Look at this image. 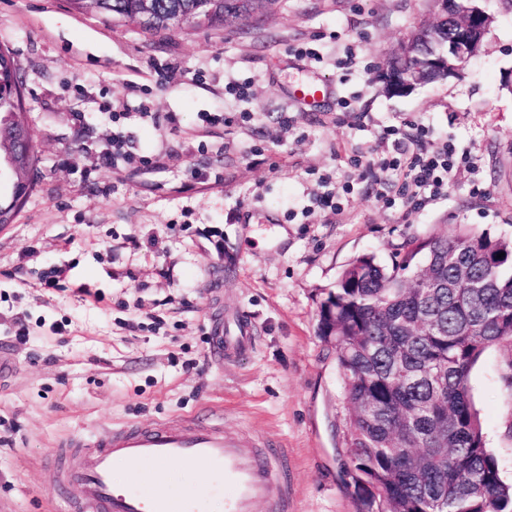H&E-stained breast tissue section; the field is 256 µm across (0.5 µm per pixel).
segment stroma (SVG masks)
Here are the masks:
<instances>
[{
	"label": "stroma",
	"instance_id": "1",
	"mask_svg": "<svg viewBox=\"0 0 512 512\" xmlns=\"http://www.w3.org/2000/svg\"><path fill=\"white\" fill-rule=\"evenodd\" d=\"M478 5L494 22L460 73L391 96L379 71L432 0H280L233 33L161 37L66 0H0L38 155L0 227V512H74L44 465L61 442L186 417L287 449L291 512H359L344 379L316 333L325 292L353 258L391 263L413 237L512 238V0ZM244 81L247 100L231 90ZM311 81L310 106L295 90ZM116 112L136 160L90 171ZM409 121L475 160L419 209L395 188L377 198L349 161L383 155L384 130ZM195 169L207 181L180 192ZM324 175L341 212L314 202ZM241 311L252 349L214 359L213 330ZM469 385L510 484L512 343Z\"/></svg>",
	"mask_w": 512,
	"mask_h": 512
}]
</instances>
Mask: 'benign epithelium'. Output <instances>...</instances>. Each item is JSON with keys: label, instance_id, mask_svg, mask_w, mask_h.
I'll return each instance as SVG.
<instances>
[{"label": "benign epithelium", "instance_id": "7a95c632", "mask_svg": "<svg viewBox=\"0 0 512 512\" xmlns=\"http://www.w3.org/2000/svg\"><path fill=\"white\" fill-rule=\"evenodd\" d=\"M437 7L433 25H441L447 31L445 51L433 59L434 69L445 79L459 73V69L475 55L493 23L492 15L475 5L476 0H433ZM429 24L419 25L412 35L404 41L394 57L409 58L414 53L418 38ZM384 88L390 95L408 92L417 86L427 84L420 69H414L410 78L402 80L390 73L389 68L382 71Z\"/></svg>", "mask_w": 512, "mask_h": 512}]
</instances>
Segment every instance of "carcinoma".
<instances>
[{"instance_id": "obj_1", "label": "carcinoma", "mask_w": 512, "mask_h": 512, "mask_svg": "<svg viewBox=\"0 0 512 512\" xmlns=\"http://www.w3.org/2000/svg\"><path fill=\"white\" fill-rule=\"evenodd\" d=\"M68 3L160 36L196 17L199 0ZM208 9L207 28L239 19L234 0H209ZM440 39L432 28L417 43L426 70ZM22 98L13 57L0 46V167L19 174L0 197L1 225L13 223L18 195L35 181ZM473 280L484 287L469 288ZM317 334L334 347L344 378L360 498L392 512H512V485L486 447L469 388L484 352L512 342V238L460 227L408 240L390 266L362 254L325 293Z\"/></svg>"}]
</instances>
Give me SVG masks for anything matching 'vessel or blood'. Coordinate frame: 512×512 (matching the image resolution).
Segmentation results:
<instances>
[{"label":"vessel or blood","mask_w":512,"mask_h":512,"mask_svg":"<svg viewBox=\"0 0 512 512\" xmlns=\"http://www.w3.org/2000/svg\"><path fill=\"white\" fill-rule=\"evenodd\" d=\"M252 342L251 322L239 313L214 337L212 354L242 355ZM173 461L195 469L198 483L178 492L168 489L164 466ZM45 465L62 484L78 489V512H206L209 499L219 493L224 512H255L262 501L268 502L269 512L290 508L284 449L192 419L149 428L129 423L102 439L72 438L50 451ZM118 467L134 479L122 490L112 478Z\"/></svg>","instance_id":"1"}]
</instances>
